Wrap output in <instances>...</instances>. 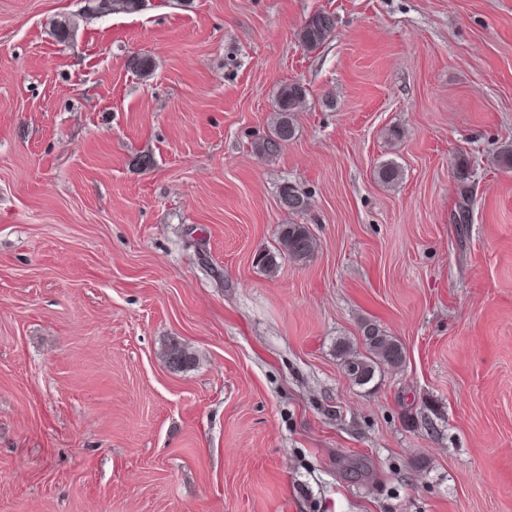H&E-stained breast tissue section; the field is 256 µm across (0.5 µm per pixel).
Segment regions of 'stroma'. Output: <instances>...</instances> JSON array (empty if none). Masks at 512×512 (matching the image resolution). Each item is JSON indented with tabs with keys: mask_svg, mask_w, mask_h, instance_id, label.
<instances>
[{
	"mask_svg": "<svg viewBox=\"0 0 512 512\" xmlns=\"http://www.w3.org/2000/svg\"><path fill=\"white\" fill-rule=\"evenodd\" d=\"M85 5L0 0V512H512V0ZM367 321L407 358L359 386ZM335 17L326 12L312 15L298 32V40L306 50H315L331 35ZM307 97L306 87L298 81L286 82L276 92L270 135L257 147L262 155L277 153L296 137V112ZM279 201L282 202L288 213L300 214L309 207V197L290 185H285L281 189ZM277 239V253L265 252L258 259V263L269 271L276 268L277 258L282 254L295 261H304L314 253L317 246L316 238L304 224H282L278 229ZM163 358L173 371L191 368L196 362V355L178 340H169L163 350Z\"/></svg>",
	"mask_w": 512,
	"mask_h": 512,
	"instance_id": "1",
	"label": "stroma"
}]
</instances>
